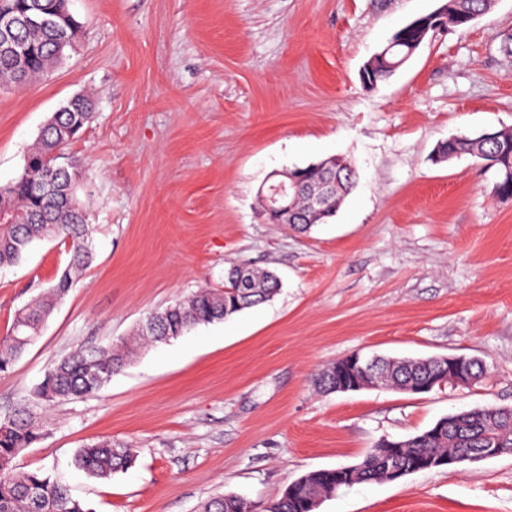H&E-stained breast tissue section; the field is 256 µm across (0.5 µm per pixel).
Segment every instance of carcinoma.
Wrapping results in <instances>:
<instances>
[{"mask_svg":"<svg viewBox=\"0 0 512 512\" xmlns=\"http://www.w3.org/2000/svg\"><path fill=\"white\" fill-rule=\"evenodd\" d=\"M448 17L466 21L485 13L486 0H445ZM41 12L45 25L31 28L22 21ZM20 20L13 37L25 42L28 54L15 60L7 45L0 44V82L24 84L58 66L78 44L83 26L69 9V0H0V17ZM403 43L387 54L374 69L364 72L366 83L390 76L389 64L400 61L414 46L416 37L408 25L399 29ZM94 116V100L77 94L62 104L44 125L25 156L23 171L11 183L0 186V267L19 263L35 241L62 239L69 243L70 260L57 282L45 295L21 311L8 335L0 338V371L7 370L41 335L56 301L74 284V276L92 258L91 224L77 191L81 172L72 163H62L65 149ZM442 157L464 154L482 159L496 168L495 191L512 197V131L485 132L476 137H455L441 146ZM251 287H241L232 276L222 289H202L191 298L175 302L151 314L138 336L147 343L176 339L200 324L222 321L247 308L271 300L280 283L270 272L245 269ZM127 354L112 344L78 347L56 360L36 388L37 404L86 397L100 391L126 364ZM380 371L360 377L362 387L391 386L404 389L429 378L438 366L426 359L378 358ZM343 357L315 379L322 392L334 391L337 375L348 367ZM44 417L28 406L0 420V512H90L67 487L44 472H18L16 458L44 439ZM387 447L381 440L370 448L358 468L341 480L343 469L308 472L293 482L292 492L258 508L241 497L228 495L206 501L201 512H303V504L328 493V485L341 487L374 480L397 481L414 472L446 466L451 454H467L474 448H499L512 455V406H481L450 414L431 427ZM133 450L110 439L86 443L74 455L75 466L96 479H110L134 463Z\"/></svg>","mask_w":512,"mask_h":512,"instance_id":"cac0c4a2","label":"carcinoma"}]
</instances>
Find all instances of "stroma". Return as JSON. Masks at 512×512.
Listing matches in <instances>:
<instances>
[{"instance_id": "stroma-1", "label": "stroma", "mask_w": 512, "mask_h": 512, "mask_svg": "<svg viewBox=\"0 0 512 512\" xmlns=\"http://www.w3.org/2000/svg\"><path fill=\"white\" fill-rule=\"evenodd\" d=\"M441 0H70L76 52L24 89H0V185L53 112L92 91L95 117L65 151L93 226V260L40 339L0 372V416L31 401L49 362L128 344L98 393L50 406L47 435L15 461L67 484L93 512H199L257 504L300 476L355 464L378 440L439 418L512 406V198L448 139L512 130V0L426 39L393 75L361 70ZM332 157L357 178L334 217L299 233L269 223L274 172ZM62 240L0 267V337L66 268ZM233 265L269 270L268 302L140 345L153 311L223 288ZM358 352L467 356L469 388L322 393L316 375ZM112 439L134 465L100 480L81 445ZM320 512H512V456L342 489Z\"/></svg>"}]
</instances>
